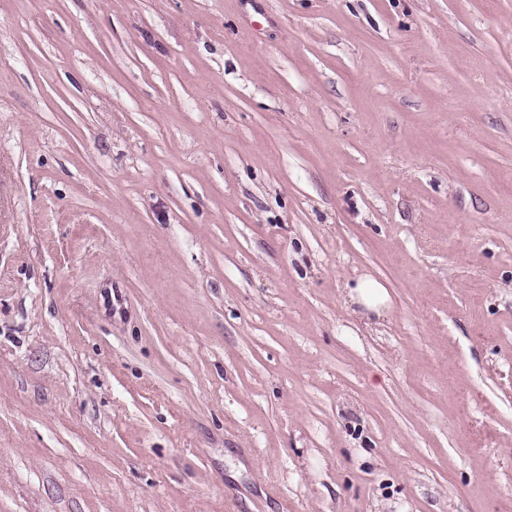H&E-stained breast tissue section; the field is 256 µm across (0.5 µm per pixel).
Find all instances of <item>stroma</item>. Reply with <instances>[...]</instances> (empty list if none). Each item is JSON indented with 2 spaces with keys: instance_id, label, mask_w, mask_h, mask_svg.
I'll use <instances>...</instances> for the list:
<instances>
[{
  "instance_id": "stroma-1",
  "label": "stroma",
  "mask_w": 512,
  "mask_h": 512,
  "mask_svg": "<svg viewBox=\"0 0 512 512\" xmlns=\"http://www.w3.org/2000/svg\"><path fill=\"white\" fill-rule=\"evenodd\" d=\"M0 512H512V0H0ZM351 303L358 306L355 312L366 324L372 323L371 315L381 317L389 308L388 288L371 275L360 276L347 290Z\"/></svg>"
}]
</instances>
